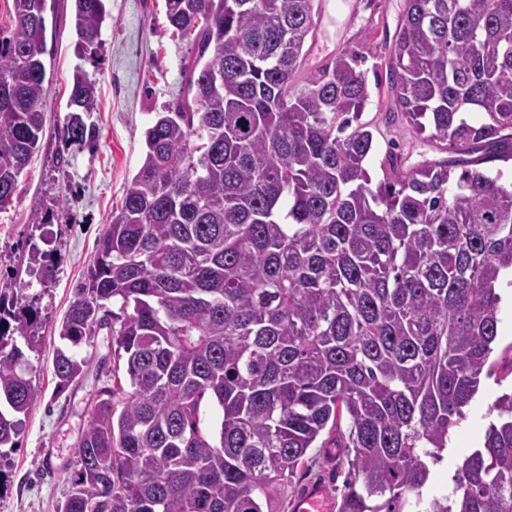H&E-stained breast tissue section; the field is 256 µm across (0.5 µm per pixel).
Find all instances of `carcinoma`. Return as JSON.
Masks as SVG:
<instances>
[{"label":"carcinoma","instance_id":"cac0c4a2","mask_svg":"<svg viewBox=\"0 0 512 512\" xmlns=\"http://www.w3.org/2000/svg\"><path fill=\"white\" fill-rule=\"evenodd\" d=\"M165 7L194 36L186 89L147 128L61 324L74 347L109 329L124 361L79 437L61 512H263L326 429L348 467L339 512H512V394L491 405L453 495H423L478 391L512 271L498 169L512 161V0H406L387 118L451 156L407 167L391 152L376 183L363 53L294 87L317 0ZM47 8L12 0L0 29V211L43 135ZM105 20L103 0H74L79 48L98 47ZM94 94L75 73L66 140L94 142ZM22 299L0 289V458L39 398ZM86 368L58 349L57 389ZM205 400L214 430L200 427Z\"/></svg>","mask_w":512,"mask_h":512}]
</instances>
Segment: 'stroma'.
<instances>
[{"label":"stroma","mask_w":512,"mask_h":512,"mask_svg":"<svg viewBox=\"0 0 512 512\" xmlns=\"http://www.w3.org/2000/svg\"><path fill=\"white\" fill-rule=\"evenodd\" d=\"M108 17L101 43L85 56L75 51L73 0H55L47 13L46 124L39 149L21 175L14 202L0 212V289L26 287L40 320L38 341L28 357L40 398L29 413L17 448L0 460L7 483L0 488V512H59L76 468L77 441L89 423L101 388L112 383V337L98 330L76 352L86 358L85 374L57 390L52 359L61 347L63 316L97 251V240L113 210L120 208L144 155V136L157 113L166 111L182 91L191 40L171 34L165 0H105ZM405 0H322V18L295 77L303 86L310 71L344 49L364 53L369 83L376 65L392 47ZM95 87V108L85 115L95 126L94 145L64 141L62 129L74 71ZM386 96L372 94L362 115L374 134L367 168L373 180L384 175L390 149L411 161L435 157L404 124L385 116ZM51 255L49 273L30 261L31 242ZM499 293V335L481 375L478 393L455 429L440 464L432 466L424 491L447 494L451 478L467 455L482 446L492 417L491 403L512 391V288ZM338 448H312L292 476L278 481L263 497V512H290L292 500L308 486L325 485L340 498L345 472Z\"/></svg>","instance_id":"35a3bbf8"}]
</instances>
